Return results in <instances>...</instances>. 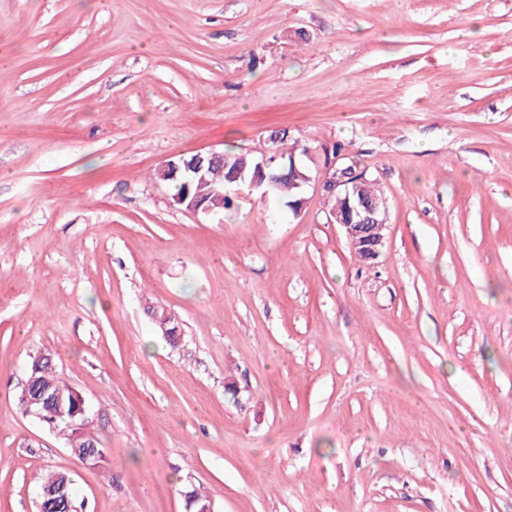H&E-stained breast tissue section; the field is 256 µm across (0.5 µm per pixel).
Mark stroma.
Listing matches in <instances>:
<instances>
[{
	"label": "stroma",
	"mask_w": 512,
	"mask_h": 512,
	"mask_svg": "<svg viewBox=\"0 0 512 512\" xmlns=\"http://www.w3.org/2000/svg\"><path fill=\"white\" fill-rule=\"evenodd\" d=\"M276 136L384 193L374 266L317 183L154 177ZM48 352L97 465L20 406ZM60 469L78 512H512V0H0V512ZM289 153H292V151ZM287 154L288 153L280 151L276 146H274L267 155L265 151L251 153L211 150L206 153L193 155L190 160H184L182 166L175 164L169 159L164 163V167H166L173 177L180 174L186 180V184H189V182L195 179L203 180L209 171L206 181L195 182L191 186L190 195L206 200L211 198L217 191L223 192L218 193L214 198L209 200L206 205H204L206 202L198 204V201L193 199L188 207L184 209L195 214L202 213L206 216H217L224 214V209L230 207L232 204V201L225 199L224 196L233 199L240 194L241 189L244 187L248 189L249 193L254 194L258 200L265 201L271 194L272 188L276 186L277 182L283 179V175L278 169L271 170V164L274 163L273 165L276 166L283 162L282 160L280 162L276 161L279 159L285 160L286 157L288 158ZM263 158L264 162L260 165L259 171L250 180L247 181L240 175H232L227 178L233 170H244L246 174H252L257 163ZM219 159H224V161L215 164L209 170V166H212ZM283 167H288V181L281 183V188L275 190L272 194L273 198L283 203L286 207L288 203L289 205L298 204L301 198V195L295 187L290 188L288 186L289 181H292L295 176L300 177L298 163L294 153L291 154L290 159L288 158V163L283 162ZM266 169L270 171L266 172ZM226 182L227 185L224 187ZM304 205V198H301L300 206H296L297 209L289 206L286 208H291L300 213Z\"/></svg>",
	"instance_id": "35a3bbf8"
}]
</instances>
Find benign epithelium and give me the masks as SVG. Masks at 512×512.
<instances>
[{
  "label": "benign epithelium",
  "instance_id": "benign-epithelium-1",
  "mask_svg": "<svg viewBox=\"0 0 512 512\" xmlns=\"http://www.w3.org/2000/svg\"><path fill=\"white\" fill-rule=\"evenodd\" d=\"M224 158V152L211 150L206 153H197L189 160L183 161V164L177 165L169 160L164 163V167L169 169L172 176L180 175L186 182L195 179L202 180L209 171V166L217 160ZM279 159H286L288 167V180L300 176L298 163L295 156H287V153L280 151L278 147H273L264 158L260 169L255 176L247 180L239 175H232L227 178L225 191L217 194L208 203H199L192 200L187 210L195 214L202 213L206 216H217L224 213V198H234L240 194L242 188H247L249 193L255 195L258 200L264 201L271 194L283 175L277 169H271V164ZM357 173L347 168L345 170H336L333 173L325 172L321 179L323 189L329 194H337L343 197L346 208L336 209L329 213L328 221L331 224L340 225L350 246L360 250L366 255V260L375 261L381 254V249L385 244L383 231L386 228L388 214H384L377 209L363 194L360 193ZM33 378L25 381L21 393V404L26 414L35 417L41 421L48 420V417L54 418L67 416L71 419L80 416L85 417L87 405L85 398L76 389H71L70 395L62 392L41 391L34 392L31 389ZM41 502L38 503V512H45L44 504L48 502L55 503L63 508L65 512H72V506L68 494L66 493V484L57 483L47 486L39 495Z\"/></svg>",
  "mask_w": 512,
  "mask_h": 512
}]
</instances>
